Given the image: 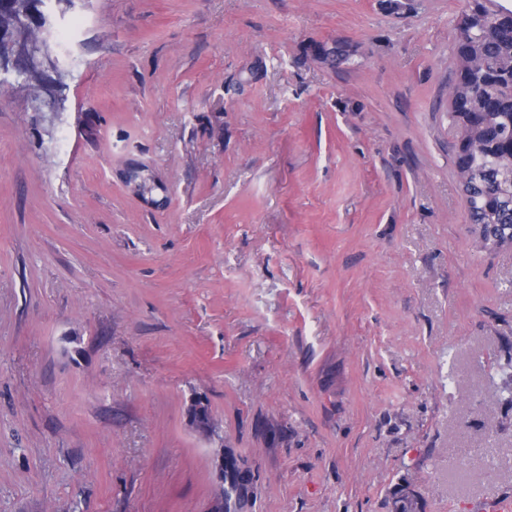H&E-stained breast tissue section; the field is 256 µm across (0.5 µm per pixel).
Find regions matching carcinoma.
I'll return each instance as SVG.
<instances>
[{
	"label": "carcinoma",
	"mask_w": 512,
	"mask_h": 512,
	"mask_svg": "<svg viewBox=\"0 0 512 512\" xmlns=\"http://www.w3.org/2000/svg\"><path fill=\"white\" fill-rule=\"evenodd\" d=\"M472 25L456 42V79L451 84L449 116L460 130L458 140L475 145L456 153L466 206L473 224L512 227V9L499 0H467ZM32 47L48 58L52 53L42 24L25 25ZM350 55L346 41L337 39L324 59L342 61ZM233 512H253L255 492L232 495Z\"/></svg>",
	"instance_id": "obj_1"
}]
</instances>
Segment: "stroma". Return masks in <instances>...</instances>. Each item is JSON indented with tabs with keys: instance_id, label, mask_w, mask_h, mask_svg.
Returning <instances> with one entry per match:
<instances>
[{
	"instance_id": "35a3bbf8",
	"label": "stroma",
	"mask_w": 512,
	"mask_h": 512,
	"mask_svg": "<svg viewBox=\"0 0 512 512\" xmlns=\"http://www.w3.org/2000/svg\"><path fill=\"white\" fill-rule=\"evenodd\" d=\"M466 5L67 13L64 112L0 90V512H206L221 445L255 512L512 495V248L474 240L448 118Z\"/></svg>"
}]
</instances>
